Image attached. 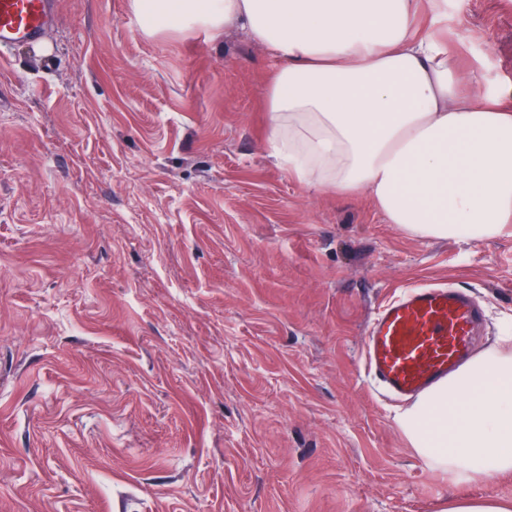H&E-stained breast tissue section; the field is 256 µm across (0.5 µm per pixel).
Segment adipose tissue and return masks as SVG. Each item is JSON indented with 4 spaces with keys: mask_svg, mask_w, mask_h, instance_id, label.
Wrapping results in <instances>:
<instances>
[{
    "mask_svg": "<svg viewBox=\"0 0 512 512\" xmlns=\"http://www.w3.org/2000/svg\"><path fill=\"white\" fill-rule=\"evenodd\" d=\"M143 30L246 27L278 61L277 157L299 181L367 193L388 223L480 243L512 223V95L468 91L420 0H132ZM460 481L512 474V354L489 350L397 414Z\"/></svg>",
    "mask_w": 512,
    "mask_h": 512,
    "instance_id": "1",
    "label": "adipose tissue"
}]
</instances>
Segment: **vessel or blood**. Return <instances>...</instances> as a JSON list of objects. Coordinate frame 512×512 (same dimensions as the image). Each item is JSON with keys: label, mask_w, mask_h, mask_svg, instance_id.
<instances>
[{"label": "vessel or blood", "mask_w": 512, "mask_h": 512, "mask_svg": "<svg viewBox=\"0 0 512 512\" xmlns=\"http://www.w3.org/2000/svg\"><path fill=\"white\" fill-rule=\"evenodd\" d=\"M53 20L52 0H0V51L37 43ZM478 319L464 290L440 284L407 289L370 317L364 371L390 399L424 395L468 360Z\"/></svg>", "instance_id": "vessel-or-blood-1"}]
</instances>
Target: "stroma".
Returning <instances> with one entry per match:
<instances>
[{"label":"stroma","mask_w":512,"mask_h":512,"mask_svg":"<svg viewBox=\"0 0 512 512\" xmlns=\"http://www.w3.org/2000/svg\"><path fill=\"white\" fill-rule=\"evenodd\" d=\"M0 58V512H442L512 500L421 459L360 357L377 305L449 283L475 352L512 333V223L471 244L299 182L276 63L242 27L145 35L54 0ZM478 94L512 88V0L422 4ZM510 512L512 503H505L493 497L458 496L448 501L443 512Z\"/></svg>","instance_id":"35a3bbf8"}]
</instances>
